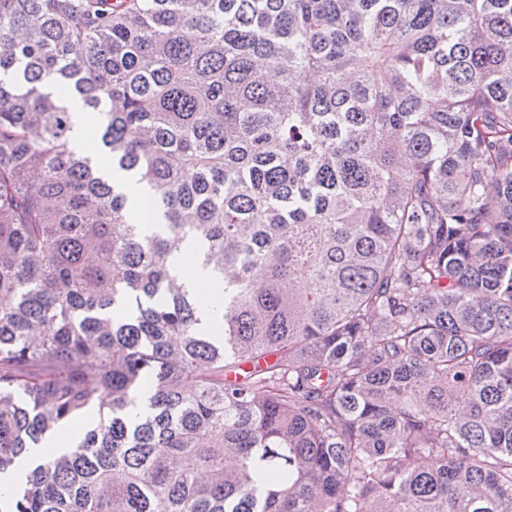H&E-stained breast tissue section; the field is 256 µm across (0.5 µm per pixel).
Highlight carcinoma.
<instances>
[{"mask_svg": "<svg viewBox=\"0 0 512 512\" xmlns=\"http://www.w3.org/2000/svg\"><path fill=\"white\" fill-rule=\"evenodd\" d=\"M82 419L0 512H512V0H0V476ZM72 108L78 114V119L72 132L73 144L80 153L95 159L101 154L99 138L91 132L89 122L83 116L85 111L81 104L73 102ZM113 180H116L127 192L128 208L133 211H140L141 202L145 199V191L141 184H138L134 178L123 172H114L109 169ZM187 270L193 271V279L185 277L184 273ZM171 273L184 279L190 287H196L198 282L214 280L210 269L201 266L198 244L190 239L179 241L173 246ZM80 438L81 430L79 428L68 429L47 441L43 447L53 448L56 451H64L73 447L80 441ZM44 448H37L33 453V457L36 458L40 455V452H45Z\"/></svg>", "mask_w": 512, "mask_h": 512, "instance_id": "obj_1", "label": "carcinoma"}]
</instances>
